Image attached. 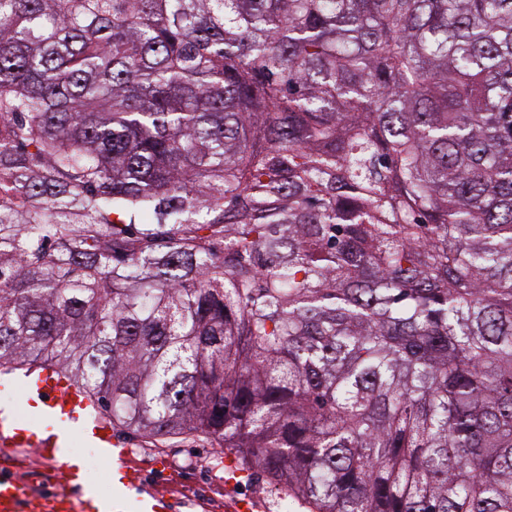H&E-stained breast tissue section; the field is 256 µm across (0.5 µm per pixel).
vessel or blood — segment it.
<instances>
[{
    "label": "vessel or blood",
    "instance_id": "1",
    "mask_svg": "<svg viewBox=\"0 0 512 512\" xmlns=\"http://www.w3.org/2000/svg\"><path fill=\"white\" fill-rule=\"evenodd\" d=\"M24 408H0V512H175L176 502L156 490L132 462V450L89 410L83 393L68 379L43 370L25 378ZM112 461L107 488L93 481L73 486L64 479L74 440ZM35 448L56 462L45 490L17 477L20 449Z\"/></svg>",
    "mask_w": 512,
    "mask_h": 512
}]
</instances>
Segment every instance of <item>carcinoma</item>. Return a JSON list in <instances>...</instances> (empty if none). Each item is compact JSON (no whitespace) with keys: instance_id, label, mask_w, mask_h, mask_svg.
Wrapping results in <instances>:
<instances>
[{"instance_id":"carcinoma-1","label":"carcinoma","mask_w":512,"mask_h":512,"mask_svg":"<svg viewBox=\"0 0 512 512\" xmlns=\"http://www.w3.org/2000/svg\"><path fill=\"white\" fill-rule=\"evenodd\" d=\"M309 512H512V0H0V376Z\"/></svg>"}]
</instances>
